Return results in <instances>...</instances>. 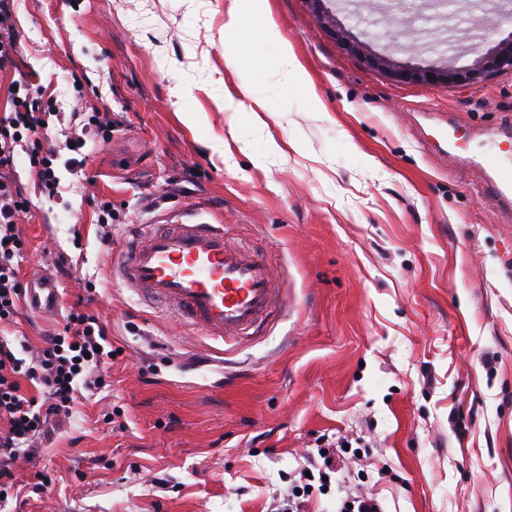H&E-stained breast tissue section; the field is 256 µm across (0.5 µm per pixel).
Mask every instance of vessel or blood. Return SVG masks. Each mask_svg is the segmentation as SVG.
<instances>
[{
	"mask_svg": "<svg viewBox=\"0 0 512 512\" xmlns=\"http://www.w3.org/2000/svg\"><path fill=\"white\" fill-rule=\"evenodd\" d=\"M482 166L489 193L512 207V163L487 152ZM112 273L139 296L215 339L253 335L276 307L271 260L253 247L229 243L220 224L188 218L139 226L123 243ZM28 296L38 312L59 304L57 283L45 273L29 279Z\"/></svg>",
	"mask_w": 512,
	"mask_h": 512,
	"instance_id": "1",
	"label": "vessel or blood"
}]
</instances>
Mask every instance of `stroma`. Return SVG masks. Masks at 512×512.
Masks as SVG:
<instances>
[{
  "label": "stroma",
  "mask_w": 512,
  "mask_h": 512,
  "mask_svg": "<svg viewBox=\"0 0 512 512\" xmlns=\"http://www.w3.org/2000/svg\"><path fill=\"white\" fill-rule=\"evenodd\" d=\"M229 2H15L0 114L20 77L61 112L112 114L55 197L17 160L33 203L20 277L48 269L63 303L88 299L117 355L109 387L19 461L25 489L0 512H267L337 442L358 455L306 512L349 491L388 512H512V213L476 163L512 161V73L400 80L332 27L401 64L464 67L512 34V0H459L444 23L424 0H268L312 98L287 89L276 44L225 32ZM397 20L418 51L385 40ZM188 205L272 260L280 302L254 335H202L113 281L112 247ZM44 472L51 490L31 492Z\"/></svg>",
  "instance_id": "1"
}]
</instances>
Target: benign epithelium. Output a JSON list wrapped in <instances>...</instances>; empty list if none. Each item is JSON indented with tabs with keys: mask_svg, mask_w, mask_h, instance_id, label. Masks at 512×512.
<instances>
[{
	"mask_svg": "<svg viewBox=\"0 0 512 512\" xmlns=\"http://www.w3.org/2000/svg\"><path fill=\"white\" fill-rule=\"evenodd\" d=\"M351 47L401 79L427 84H473L482 82L495 73L512 72V34L486 52L478 54L471 65L462 69L449 65L424 68L397 67L388 59L372 55L370 45L366 42L351 40Z\"/></svg>",
	"mask_w": 512,
	"mask_h": 512,
	"instance_id": "1",
	"label": "benign epithelium"
}]
</instances>
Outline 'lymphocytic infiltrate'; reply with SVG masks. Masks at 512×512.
Segmentation results:
<instances>
[{
	"label": "lymphocytic infiltrate",
	"instance_id": "obj_1",
	"mask_svg": "<svg viewBox=\"0 0 512 512\" xmlns=\"http://www.w3.org/2000/svg\"><path fill=\"white\" fill-rule=\"evenodd\" d=\"M54 114L28 92L15 96L12 110L0 116V325L14 323L26 298L19 279L26 250L19 223L30 214L31 201L17 184L16 156H26L42 190L54 195L56 162L72 172L81 170L88 140L112 137L111 113H92L65 131L71 148L61 155L43 137ZM114 355L107 327L80 300L70 306L62 329L45 337L40 348L23 338L0 337V504L14 497L16 462L47 436L50 419L68 415L80 393L93 396L106 388L103 370ZM26 382L31 385L27 391L22 388Z\"/></svg>",
	"mask_w": 512,
	"mask_h": 512
}]
</instances>
